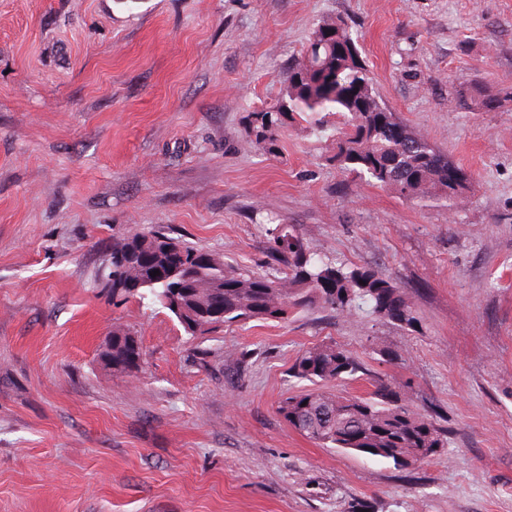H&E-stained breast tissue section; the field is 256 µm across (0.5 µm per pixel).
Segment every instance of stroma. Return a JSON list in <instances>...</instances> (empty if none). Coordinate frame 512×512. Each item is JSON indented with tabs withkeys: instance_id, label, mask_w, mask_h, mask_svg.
Segmentation results:
<instances>
[{
	"instance_id": "stroma-1",
	"label": "stroma",
	"mask_w": 512,
	"mask_h": 512,
	"mask_svg": "<svg viewBox=\"0 0 512 512\" xmlns=\"http://www.w3.org/2000/svg\"><path fill=\"white\" fill-rule=\"evenodd\" d=\"M327 16L471 175L454 208L347 178L330 128L254 147ZM476 85L495 110L460 106ZM266 224L376 270L415 325L311 307L192 337L102 288L134 231L265 271ZM119 325L129 376L98 357ZM325 342L366 370L327 391L384 380L447 447L402 470L295 431L290 368ZM0 512H512V0H0ZM140 366V347L130 331L112 329V372L116 375L134 373Z\"/></svg>"
}]
</instances>
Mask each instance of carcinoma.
<instances>
[{
	"instance_id": "1",
	"label": "carcinoma",
	"mask_w": 512,
	"mask_h": 512,
	"mask_svg": "<svg viewBox=\"0 0 512 512\" xmlns=\"http://www.w3.org/2000/svg\"><path fill=\"white\" fill-rule=\"evenodd\" d=\"M466 101L487 111L497 103L482 87ZM296 115L317 130L324 128L327 116L340 117L336 164L416 205L450 209L472 189L470 178L446 153L410 131L386 107L342 17L316 24L291 67L277 109L250 113L258 149L275 152L279 132ZM265 235L276 268L263 274L229 265L219 255L162 231L119 237L111 247L112 299L148 300L166 309L169 294L178 288L175 318L193 337L234 324L278 322L291 309L313 305L339 313L364 308L400 327L414 324L403 291L375 270L321 256L292 224H271ZM152 271L159 275L151 276ZM139 366L135 337L121 327L112 329V372L128 376ZM361 371L356 356L341 345L308 348L297 357L291 376L311 388L285 397L279 412L319 445L385 459L401 469L425 463L447 447L448 436L382 380L368 397L323 390L324 384Z\"/></svg>"
}]
</instances>
